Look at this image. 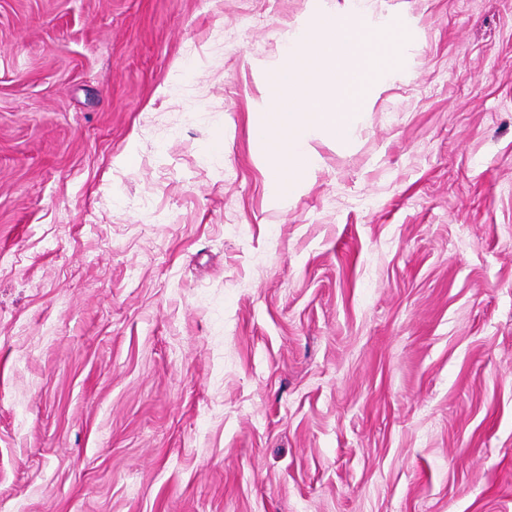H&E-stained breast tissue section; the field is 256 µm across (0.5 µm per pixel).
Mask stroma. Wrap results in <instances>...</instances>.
Here are the masks:
<instances>
[{
  "label": "stroma",
  "instance_id": "1",
  "mask_svg": "<svg viewBox=\"0 0 512 512\" xmlns=\"http://www.w3.org/2000/svg\"><path fill=\"white\" fill-rule=\"evenodd\" d=\"M322 5L0 0V512H512V0H369L279 200Z\"/></svg>",
  "mask_w": 512,
  "mask_h": 512
}]
</instances>
